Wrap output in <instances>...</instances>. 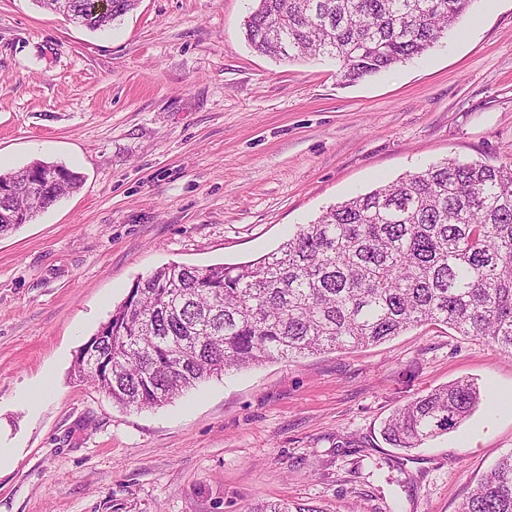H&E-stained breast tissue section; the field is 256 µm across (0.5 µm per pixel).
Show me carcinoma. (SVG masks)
<instances>
[{"label": "carcinoma", "instance_id": "1", "mask_svg": "<svg viewBox=\"0 0 512 512\" xmlns=\"http://www.w3.org/2000/svg\"><path fill=\"white\" fill-rule=\"evenodd\" d=\"M77 24L108 27L137 0H67ZM472 0H254L245 38L276 60L328 56L344 85L423 55ZM35 193L19 192L22 181ZM81 177L34 161L0 173V235L75 192ZM95 362L74 372L123 409L156 408L230 369L374 345L444 324L512 355V161L448 158L328 207L257 261L169 263L137 279L112 311ZM480 390L457 380L398 408L383 429L417 448L461 424ZM249 512H322L276 503ZM459 512H512V451Z\"/></svg>", "mask_w": 512, "mask_h": 512}]
</instances>
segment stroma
I'll return each mask as SVG.
<instances>
[{
	"instance_id": "obj_1",
	"label": "stroma",
	"mask_w": 512,
	"mask_h": 512,
	"mask_svg": "<svg viewBox=\"0 0 512 512\" xmlns=\"http://www.w3.org/2000/svg\"><path fill=\"white\" fill-rule=\"evenodd\" d=\"M253 0H138L91 31L0 0V170L80 173L0 236V512H458L512 451V357L425 324L229 370L126 410L72 365L137 278L273 253L328 207L446 158L512 160V0H473L425 55L347 86L334 59L255 53ZM39 403L25 396L42 377ZM474 380L456 430L402 451L385 419Z\"/></svg>"
}]
</instances>
